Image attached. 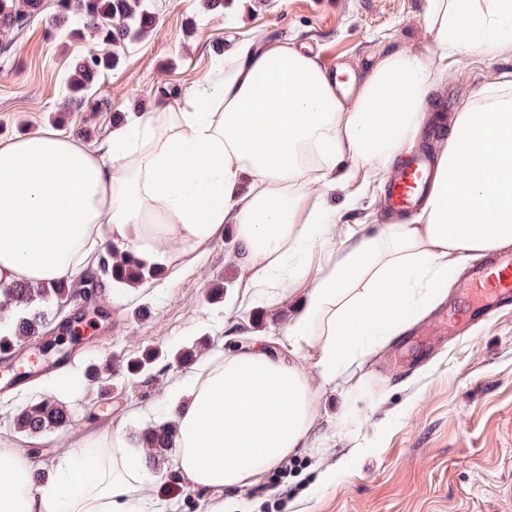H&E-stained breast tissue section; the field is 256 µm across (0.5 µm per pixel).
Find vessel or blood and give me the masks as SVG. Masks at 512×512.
I'll list each match as a JSON object with an SVG mask.
<instances>
[{
  "mask_svg": "<svg viewBox=\"0 0 512 512\" xmlns=\"http://www.w3.org/2000/svg\"><path fill=\"white\" fill-rule=\"evenodd\" d=\"M433 157L421 152L404 156L395 169L386 189V212L390 222L416 209L426 195L432 176ZM468 287L478 296L480 313L457 310L448 319L452 333L464 332L476 316H489L502 303L512 301V254L494 258L473 272ZM64 358L43 359L28 348L16 349L0 358V370L8 378L0 383V392L9 393L25 383L62 368Z\"/></svg>",
  "mask_w": 512,
  "mask_h": 512,
  "instance_id": "vessel-or-blood-1",
  "label": "vessel or blood"
}]
</instances>
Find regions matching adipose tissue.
Wrapping results in <instances>:
<instances>
[{
	"label": "adipose tissue",
	"instance_id": "ef3b65f1",
	"mask_svg": "<svg viewBox=\"0 0 512 512\" xmlns=\"http://www.w3.org/2000/svg\"><path fill=\"white\" fill-rule=\"evenodd\" d=\"M427 21L433 55L385 56L347 103L309 55L247 43L221 82H201L182 107L157 100L95 148L52 130L0 142V284L74 277L110 243L149 261L178 243L198 249L230 220L250 263L248 300L272 308L288 285L310 281L283 334L292 348L316 349L323 383L349 379L439 297L450 256L512 243L506 81L458 113L412 218L310 270L336 218L310 202L308 184L332 189L344 155L387 173L417 140L434 62L512 44V0H429ZM311 378L259 343L201 360L170 392L187 482L232 491L307 447L317 420ZM35 472L26 452L0 446V512H163L143 491L144 451L120 427L84 435L46 485Z\"/></svg>",
	"mask_w": 512,
	"mask_h": 512
}]
</instances>
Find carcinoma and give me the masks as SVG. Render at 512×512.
<instances>
[{"label":"carcinoma","mask_w":512,"mask_h":512,"mask_svg":"<svg viewBox=\"0 0 512 512\" xmlns=\"http://www.w3.org/2000/svg\"><path fill=\"white\" fill-rule=\"evenodd\" d=\"M72 5L86 18V34L96 42L98 49L89 52L75 67L66 83V97L71 104L94 109L97 102L94 101L93 77L119 65L127 36L138 39L148 34L155 22L154 8L151 0H59L63 10ZM43 8V0H0V34L7 36L24 29ZM95 264L100 276L127 286L153 278L160 272V268L148 267L132 253L119 248L99 257ZM74 293L68 280L36 287L22 281L0 288V310L15 306L10 324L0 328V351L38 337L48 326L59 322ZM158 360V352L146 349L126 362L125 375L139 378ZM69 420L68 407L50 398L22 406L13 414L19 432L30 436L63 428ZM139 441L150 449L155 459L166 456L175 445V437L166 425L144 430Z\"/></svg>","instance_id":"cac0c4a2"}]
</instances>
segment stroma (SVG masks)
<instances>
[{"mask_svg": "<svg viewBox=\"0 0 512 512\" xmlns=\"http://www.w3.org/2000/svg\"><path fill=\"white\" fill-rule=\"evenodd\" d=\"M0 51V142L51 129L93 148L133 107L150 109L161 89H178L180 105L196 85L220 81L237 65L245 43H278L321 57L361 85L372 67L392 52L429 53V0H224L220 13H205L198 0H153L149 35L127 41L125 59L94 80L97 110L71 108L65 81L87 54V39L71 36L79 14H60L57 0ZM512 75V45L496 55L471 54L434 69L421 146H446L458 112L485 89ZM348 181L326 197L336 211V241L345 227L383 224L379 206L387 177L343 162ZM478 256L458 263L443 297L368 356L349 381L318 390L319 420L302 462L287 487L262 475L224 495L225 512H267L287 496L284 512H512V306L477 319L469 335L421 346V326L438 330L441 311L472 309L465 284ZM247 260L235 245L233 224L223 237L190 253L187 262L164 264L156 279L131 288L104 283L96 302L110 313V329L77 350L65 373L79 379L70 391L49 375L0 396V437L32 452L47 469L73 441L105 426L135 433L167 422V392L188 368L172 365L152 381H129L128 358L146 348L173 353L195 347L198 357L221 356L254 341L274 355L298 358L313 368L315 350H293L281 330L302 302L297 284L274 308L249 304ZM108 365L112 383L100 390L85 379L87 365ZM44 398L66 404L67 427L29 438L15 429L17 407ZM176 452L152 468L147 489L168 512H208L210 495L181 482L161 490L176 470Z\"/></svg>", "mask_w": 512, "mask_h": 512, "instance_id": "stroma-1", "label": "stroma"}]
</instances>
